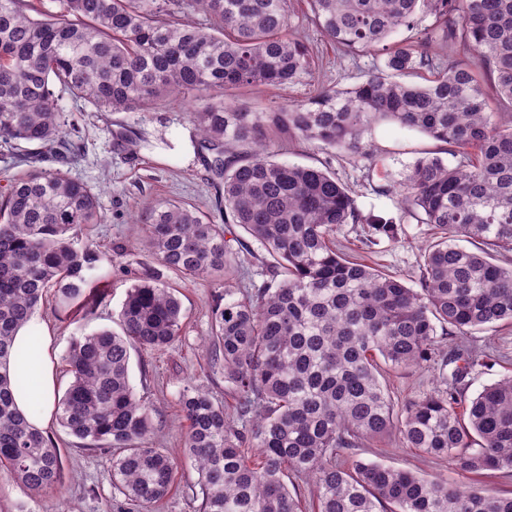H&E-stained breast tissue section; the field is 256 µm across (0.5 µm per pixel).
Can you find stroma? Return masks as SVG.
<instances>
[{
	"instance_id": "obj_1",
	"label": "stroma",
	"mask_w": 512,
	"mask_h": 512,
	"mask_svg": "<svg viewBox=\"0 0 512 512\" xmlns=\"http://www.w3.org/2000/svg\"><path fill=\"white\" fill-rule=\"evenodd\" d=\"M291 5L292 25L317 52L319 65L313 78L303 79L284 90L252 87L236 91L237 101L249 103L259 112L306 99L317 82L340 87L355 84L367 76L372 66L370 55L352 56L327 42L310 21L306 0H291ZM62 106L73 129V138L80 146L67 169L72 177L88 184L100 201L101 221L89 225L86 233L93 245L110 257L111 263L107 286L95 300L93 319L60 321L49 301L37 311L53 334L57 389L65 391L70 380L61 359L71 337L102 328L119 330V314L134 277L153 272L160 281L177 286L184 311L183 327L171 348L132 353L130 382L136 395L155 408L154 447L179 450L186 423L178 396L186 385L208 392L225 406L234 403L224 388L223 372L210 364V306L215 293L222 289L221 283L181 278L161 266L143 248L142 227L137 222L142 213L161 202H189L205 213L216 212L210 175L195 151L198 130L189 117L194 104L180 99L147 111L112 112L66 98ZM120 131L125 133V140L117 139ZM366 138L382 153L383 167L395 175L416 157L440 149L439 142L428 136L386 121L374 123ZM269 151L277 159L291 163L329 164L337 177L351 188L364 215L382 221L399 219L397 196L379 195L371 190L370 181H381L382 176L378 173L367 176L360 158L311 143L286 144L279 138L271 141ZM429 239L428 225L413 222L402 225L397 240L384 239L370 249L361 244L353 225H343L336 234L337 243L346 252L364 256L372 267L412 281L419 275ZM469 342L488 355L486 365L476 367L470 375L467 393L473 396L483 386L512 372V328L480 330L471 335ZM438 383L439 365L435 362L392 373L388 379L390 390L402 401L430 392ZM51 430L60 444L63 484L60 492L43 496L37 512H117L121 501L112 487L111 454L81 447L78 439L67 435L59 425H52ZM346 455L440 475L459 485L477 486L490 493H512V473H467L451 460L436 461L417 449L405 447L395 435L349 449ZM196 480L190 462H182L169 494L151 512H198L201 501L195 496Z\"/></svg>"
}]
</instances>
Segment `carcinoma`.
I'll use <instances>...</instances> for the list:
<instances>
[{
    "mask_svg": "<svg viewBox=\"0 0 512 512\" xmlns=\"http://www.w3.org/2000/svg\"><path fill=\"white\" fill-rule=\"evenodd\" d=\"M307 4L330 42L376 62L361 83L253 112L228 92L291 87L315 70L313 48L292 32L290 0H63L60 18L42 0H0V151L33 164L0 187V470L27 495L56 490L63 462L55 437L14 407L12 338L50 290L60 318H89L90 284L107 260L79 242L82 227L100 221L99 201L62 169L75 143L59 101L122 112L191 95L197 152L219 180L224 223L159 204L142 216V244L173 272L224 280L211 340L236 413L194 386L180 393L201 512H305L293 478L312 481V512H512V495L343 459L395 430L406 447L463 471L512 472V375L466 396L482 352L459 345L439 386L409 402L385 381L431 361L440 336L512 326V265L495 262L512 252V0ZM193 11L203 22L183 20ZM411 74L424 83L404 81ZM377 120L446 144L455 159L419 157L373 188L399 192L400 221L430 226L415 288L336 244L344 224L359 225L370 246L397 239V223L365 216L329 167L265 151L276 133L375 167L364 134ZM49 158L61 167L38 166ZM459 236L476 250L453 243ZM255 266L266 277L259 288ZM181 319L174 289L145 273L127 290L121 332L74 336L63 356L71 381L58 424L85 448L115 450L114 490L145 510L168 494L177 459L153 446V409L129 382L131 350L169 348Z\"/></svg>",
    "mask_w": 512,
    "mask_h": 512,
    "instance_id": "carcinoma-1",
    "label": "carcinoma"
}]
</instances>
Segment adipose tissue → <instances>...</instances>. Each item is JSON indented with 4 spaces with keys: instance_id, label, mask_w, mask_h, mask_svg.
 Listing matches in <instances>:
<instances>
[{
    "instance_id": "adipose-tissue-1",
    "label": "adipose tissue",
    "mask_w": 512,
    "mask_h": 512,
    "mask_svg": "<svg viewBox=\"0 0 512 512\" xmlns=\"http://www.w3.org/2000/svg\"><path fill=\"white\" fill-rule=\"evenodd\" d=\"M52 333L46 322L30 316L15 332L8 367L17 411L34 428L47 429L56 413L52 368Z\"/></svg>"
}]
</instances>
